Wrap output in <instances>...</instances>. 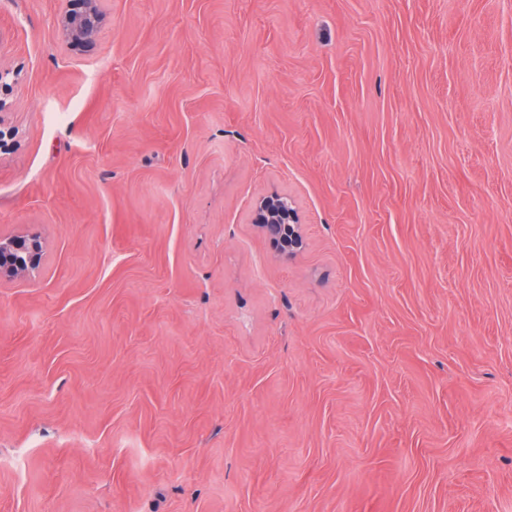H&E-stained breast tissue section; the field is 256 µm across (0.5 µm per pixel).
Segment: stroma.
<instances>
[{
	"mask_svg": "<svg viewBox=\"0 0 512 512\" xmlns=\"http://www.w3.org/2000/svg\"><path fill=\"white\" fill-rule=\"evenodd\" d=\"M68 6L0 0V512H512V0ZM79 2L80 7L62 13L57 20L69 43L91 46L98 38L104 11L102 0H69ZM252 222L260 224L264 234L277 241L281 252L288 257L296 255L304 247L298 213L287 195L275 193L260 199L255 206ZM46 246L35 234L0 235V283L35 278L44 268Z\"/></svg>",
	"mask_w": 512,
	"mask_h": 512,
	"instance_id": "stroma-1",
	"label": "stroma"
}]
</instances>
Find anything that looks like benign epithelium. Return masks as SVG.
Masks as SVG:
<instances>
[{"label":"benign epithelium","mask_w":512,"mask_h":512,"mask_svg":"<svg viewBox=\"0 0 512 512\" xmlns=\"http://www.w3.org/2000/svg\"><path fill=\"white\" fill-rule=\"evenodd\" d=\"M80 7L62 13L57 20L64 37L71 43L91 46L98 38L104 11L102 0H77ZM252 223L260 225L266 236L278 242L289 257L304 247V236L292 200L275 193L260 199ZM46 246L35 234L0 235V283L21 278L32 279L44 268Z\"/></svg>","instance_id":"obj_1"}]
</instances>
